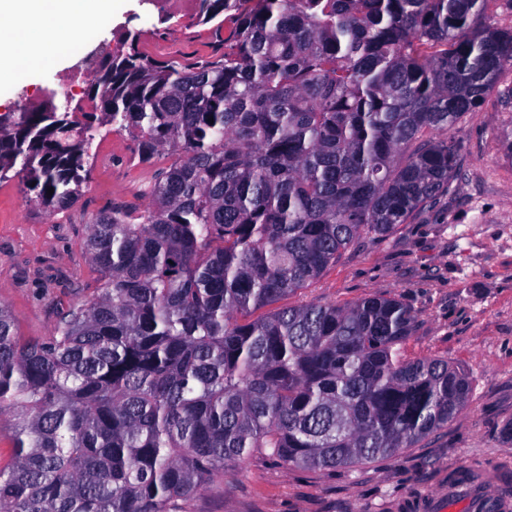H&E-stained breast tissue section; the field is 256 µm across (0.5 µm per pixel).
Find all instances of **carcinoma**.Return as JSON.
Returning a JSON list of instances; mask_svg holds the SVG:
<instances>
[{
  "instance_id": "cac0c4a2",
  "label": "carcinoma",
  "mask_w": 512,
  "mask_h": 512,
  "mask_svg": "<svg viewBox=\"0 0 512 512\" xmlns=\"http://www.w3.org/2000/svg\"><path fill=\"white\" fill-rule=\"evenodd\" d=\"M488 2L196 0L220 56L104 42L86 55L91 111L49 90L0 113V184L54 212L77 202L109 133L144 161L178 155L148 205L93 224L98 288L51 336L23 338L0 305L14 448L0 512H185L255 452L353 468L467 407L462 368L402 357L416 315L399 298L248 316L448 192L458 147L426 134L512 67V29L486 23Z\"/></svg>"
}]
</instances>
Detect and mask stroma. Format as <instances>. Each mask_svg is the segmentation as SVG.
<instances>
[{"label":"stroma","mask_w":512,"mask_h":512,"mask_svg":"<svg viewBox=\"0 0 512 512\" xmlns=\"http://www.w3.org/2000/svg\"><path fill=\"white\" fill-rule=\"evenodd\" d=\"M135 34L139 50L159 58L207 60L222 48L195 10L172 11L167 0H125L120 11L52 68H30L0 84V112L24 96L39 100L79 56ZM460 148L447 194L390 235L364 234L281 306H343L370 295L395 297L416 314L407 358L431 356L462 367L473 382L465 410L448 426L391 458L323 471L256 454L215 478L186 503L187 512H469L467 498L448 493L449 474L478 476L482 494L512 487V444L498 431L512 419V69L481 106L448 132ZM109 155L94 166L80 200L49 212L27 202L17 182L0 185V302L21 336H50L63 308L92 299L98 272L85 253L102 212L144 206L154 174L174 157L140 162L130 135L95 142Z\"/></svg>","instance_id":"stroma-1"}]
</instances>
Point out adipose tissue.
Segmentation results:
<instances>
[{
	"label": "adipose tissue",
	"instance_id": "1",
	"mask_svg": "<svg viewBox=\"0 0 512 512\" xmlns=\"http://www.w3.org/2000/svg\"><path fill=\"white\" fill-rule=\"evenodd\" d=\"M120 0H0V82L52 66L96 32Z\"/></svg>",
	"mask_w": 512,
	"mask_h": 512
}]
</instances>
